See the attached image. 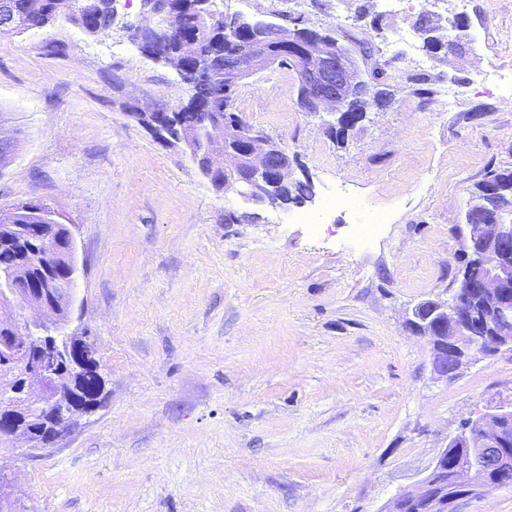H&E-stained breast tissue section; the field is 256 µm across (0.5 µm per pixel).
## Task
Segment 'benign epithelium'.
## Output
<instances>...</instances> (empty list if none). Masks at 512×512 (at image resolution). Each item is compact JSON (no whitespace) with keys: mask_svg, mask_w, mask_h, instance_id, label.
Returning <instances> with one entry per match:
<instances>
[{"mask_svg":"<svg viewBox=\"0 0 512 512\" xmlns=\"http://www.w3.org/2000/svg\"><path fill=\"white\" fill-rule=\"evenodd\" d=\"M144 23L132 27V42L151 59L173 67L181 81L191 87L202 77L213 75L212 55L199 50L192 39L182 42L185 59L178 62L159 47L149 50L145 38H155L173 29L177 9L175 0H142ZM196 12L211 20L223 15L215 0H189ZM224 90L237 88L243 80L285 60L294 62L297 72V103L305 112H345L362 83V73L351 53L335 39L316 31L290 28L263 18H232L226 22ZM128 116L163 145H185L201 172L217 189L233 188L259 206L276 207L273 201L277 185L290 181L295 157L282 143L264 133L247 132L239 120L231 121L221 112H211L203 146L197 147L194 135L172 134L169 112L163 108L136 109ZM249 134L244 153L231 150L230 144ZM24 212L36 215L33 224H17L23 237L37 232L42 253L53 260L63 259L57 242L42 234L47 224H58L54 212L45 206L29 204ZM512 203L497 210L491 219L466 225L465 261L482 269L479 282L468 285V299L452 296L435 302L446 319L440 321L438 334L427 336L432 346L434 372L450 378L477 353L494 355L512 351ZM70 270L64 278L54 275L59 265L42 267L44 279L38 288H20L18 272L0 269V345L8 344L9 358L22 366L27 378L26 396L37 412L56 405L52 376L42 364V357L57 347L54 337L37 336L33 327L47 331L56 325L60 305L73 303L79 268L70 257ZM28 309L37 318L21 326L16 311ZM450 444L470 449L468 460L448 469V449H442L428 464L425 475L412 487L399 491L380 512H448V504L483 497L488 491L486 473L512 474V402L500 404L478 416ZM448 473V482L439 484L436 473Z\"/></svg>","mask_w":512,"mask_h":512,"instance_id":"obj_1","label":"benign epithelium"}]
</instances>
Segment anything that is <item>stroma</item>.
<instances>
[{"mask_svg": "<svg viewBox=\"0 0 512 512\" xmlns=\"http://www.w3.org/2000/svg\"><path fill=\"white\" fill-rule=\"evenodd\" d=\"M458 3L216 0L228 17L332 34L363 75L380 72L385 99L341 141L334 115L299 108L292 67L235 94L246 123L297 155L306 210L336 188L390 213L367 248L349 245L350 213L311 236L129 118L189 96L131 42L141 0H119L106 34L62 18L0 34V210L39 204L72 226L70 329L105 380L101 407L52 447L0 455L16 512H380L468 418L512 402V352L446 380L407 327L418 302L458 287L469 192L512 163V99L482 81L512 68V0ZM426 11L443 41L465 12L466 53L395 41ZM454 79L448 112L436 90Z\"/></svg>", "mask_w": 512, "mask_h": 512, "instance_id": "1", "label": "stroma"}]
</instances>
